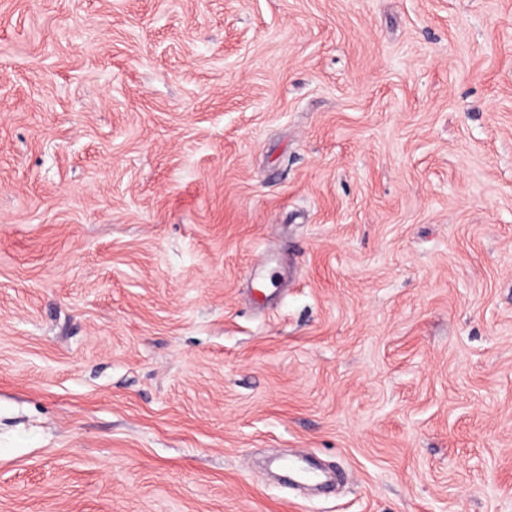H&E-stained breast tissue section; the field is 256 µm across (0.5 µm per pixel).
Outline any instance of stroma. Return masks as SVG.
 Instances as JSON below:
<instances>
[{
    "mask_svg": "<svg viewBox=\"0 0 512 512\" xmlns=\"http://www.w3.org/2000/svg\"><path fill=\"white\" fill-rule=\"evenodd\" d=\"M0 512H512V0H0Z\"/></svg>",
    "mask_w": 512,
    "mask_h": 512,
    "instance_id": "1",
    "label": "stroma"
}]
</instances>
